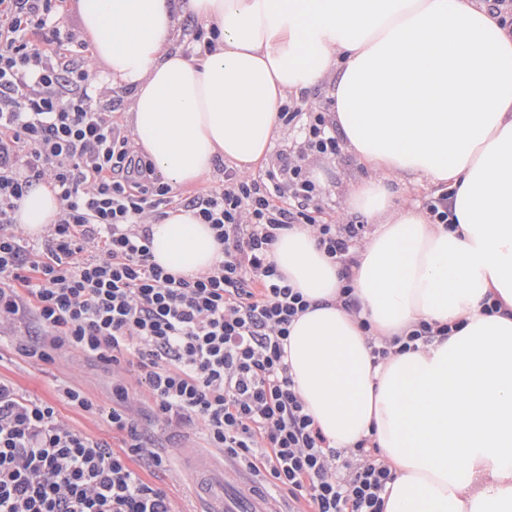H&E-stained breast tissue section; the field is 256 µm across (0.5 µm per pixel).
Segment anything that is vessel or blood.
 I'll list each match as a JSON object with an SVG mask.
<instances>
[{
    "instance_id": "vessel-or-blood-1",
    "label": "vessel or blood",
    "mask_w": 512,
    "mask_h": 512,
    "mask_svg": "<svg viewBox=\"0 0 512 512\" xmlns=\"http://www.w3.org/2000/svg\"><path fill=\"white\" fill-rule=\"evenodd\" d=\"M194 483L201 508L199 512H272L270 504L248 492L246 476L212 460H198Z\"/></svg>"
}]
</instances>
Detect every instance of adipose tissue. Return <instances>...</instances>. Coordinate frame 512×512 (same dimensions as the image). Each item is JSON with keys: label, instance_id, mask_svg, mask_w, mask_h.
<instances>
[{"label": "adipose tissue", "instance_id": "obj_1", "mask_svg": "<svg viewBox=\"0 0 512 512\" xmlns=\"http://www.w3.org/2000/svg\"><path fill=\"white\" fill-rule=\"evenodd\" d=\"M81 33L113 86L130 92L135 145L161 182L200 181L217 160L267 161L288 96L326 76L345 145L372 173L345 199L377 223L353 269L359 316L339 302L336 263L303 226L274 261L310 303L285 361L331 447L374 440L395 475L384 512H512V30L475 0H76ZM195 17L217 38L183 54ZM454 192L455 231L420 206L391 209L388 177ZM60 202L30 187L16 219L55 223ZM154 263L208 271L222 247L180 208L148 221ZM504 312L483 311L487 298ZM390 340L425 321L450 336L377 362L359 327ZM197 27H202L203 30L205 32H207V30L203 27V25L198 22L196 19L194 18H186L184 21H182L181 23V26H180V36L178 37V40H177V44L179 46L182 47V50L187 54V55H195V56H198V51H199V44L196 43V42H200L201 39L203 38V31H198L197 34L195 35V41L194 42L192 40L193 38V33L195 32V29ZM203 51L207 50V51H210L211 48H212V40L211 39H205L203 38Z\"/></svg>", "mask_w": 512, "mask_h": 512}]
</instances>
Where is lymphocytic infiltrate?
<instances>
[{"label": "lymphocytic infiltrate", "mask_w": 512, "mask_h": 512, "mask_svg": "<svg viewBox=\"0 0 512 512\" xmlns=\"http://www.w3.org/2000/svg\"><path fill=\"white\" fill-rule=\"evenodd\" d=\"M63 4L0 0V335H20L22 355L44 363L66 348L111 366L105 419L121 449L0 377V512H176L131 466L171 463L132 413L135 384L156 419L202 434L217 457L304 512H383L389 465L366 439L329 447L284 361L289 326L309 303L272 259L283 231L310 229L340 266L343 308L361 312L350 279L364 227L318 219L323 190L307 168L309 158L341 155L334 116L286 103L284 124L302 131L297 149L256 172L225 167L221 184L186 198L224 251L208 272L174 276L153 263L144 222L171 189L147 178L149 163L97 97L87 65L65 60ZM44 179L61 216L34 241L15 213Z\"/></svg>", "instance_id": "obj_1"}]
</instances>
